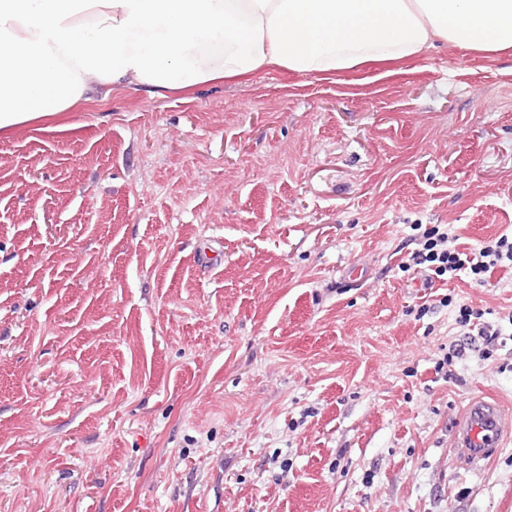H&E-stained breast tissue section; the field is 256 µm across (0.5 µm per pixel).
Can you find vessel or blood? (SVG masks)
<instances>
[{
	"label": "vessel or blood",
	"mask_w": 512,
	"mask_h": 512,
	"mask_svg": "<svg viewBox=\"0 0 512 512\" xmlns=\"http://www.w3.org/2000/svg\"><path fill=\"white\" fill-rule=\"evenodd\" d=\"M512 431V413L496 401L473 399L456 418L452 446L456 461L477 472L498 454L505 433Z\"/></svg>",
	"instance_id": "1"
}]
</instances>
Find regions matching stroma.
<instances>
[{"label":"stroma","instance_id":"obj_1","mask_svg":"<svg viewBox=\"0 0 512 512\" xmlns=\"http://www.w3.org/2000/svg\"><path fill=\"white\" fill-rule=\"evenodd\" d=\"M64 118L0 136V512H512V437L451 462L472 399L512 407V271L409 263L512 235L511 54Z\"/></svg>","mask_w":512,"mask_h":512}]
</instances>
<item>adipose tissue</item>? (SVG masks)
<instances>
[{
    "instance_id": "ef3b65f1",
    "label": "adipose tissue",
    "mask_w": 512,
    "mask_h": 512,
    "mask_svg": "<svg viewBox=\"0 0 512 512\" xmlns=\"http://www.w3.org/2000/svg\"><path fill=\"white\" fill-rule=\"evenodd\" d=\"M440 41L512 50V0H0V134L118 88L188 95L269 66L393 64Z\"/></svg>"
}]
</instances>
